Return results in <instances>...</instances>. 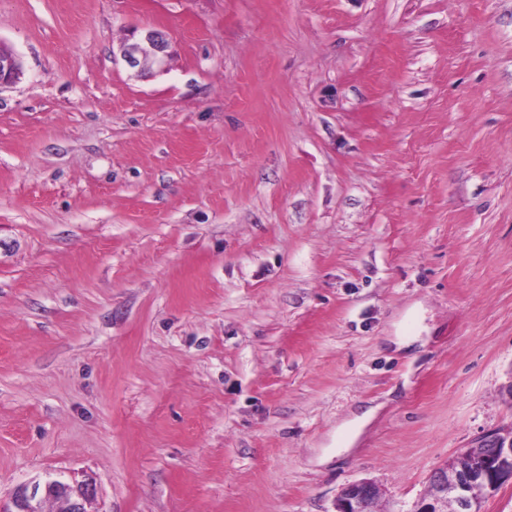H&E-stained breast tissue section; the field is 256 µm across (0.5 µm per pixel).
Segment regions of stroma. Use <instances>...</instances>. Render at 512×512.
<instances>
[{
    "label": "stroma",
    "instance_id": "35a3bbf8",
    "mask_svg": "<svg viewBox=\"0 0 512 512\" xmlns=\"http://www.w3.org/2000/svg\"><path fill=\"white\" fill-rule=\"evenodd\" d=\"M0 43V502L406 512L512 427V0H0ZM171 41L163 29H148L140 34L133 30L120 43V55L126 65L142 76L153 68L163 69L167 64ZM22 76L23 68L19 58L0 47V89L14 85ZM94 484L71 483L62 476L48 477L42 482L19 486L11 498V508L1 512H44V504L54 506L52 512H90L87 506L93 501ZM382 495L381 488L372 481L349 484L339 492L335 512H382L377 508Z\"/></svg>",
    "mask_w": 512,
    "mask_h": 512
}]
</instances>
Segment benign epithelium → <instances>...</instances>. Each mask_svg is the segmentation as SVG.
Here are the masks:
<instances>
[{
	"label": "benign epithelium",
	"instance_id": "benign-epithelium-1",
	"mask_svg": "<svg viewBox=\"0 0 512 512\" xmlns=\"http://www.w3.org/2000/svg\"><path fill=\"white\" fill-rule=\"evenodd\" d=\"M171 41L163 29H148L142 33L133 30L120 43V55L126 65L141 76L145 72L167 64ZM23 76L19 58L0 47V89L17 83ZM484 444L495 446L497 462L478 452L474 445L461 457L473 458L471 469L461 468L459 459H451L438 468L429 479L427 492L418 498L408 512H473L475 505L505 485L512 484V437L503 440L495 435L484 438ZM94 484L71 483L61 476L48 477L32 485L18 487L11 498V507L0 512H44L50 502L53 512H89L93 501ZM382 497L381 488L365 480L344 487L336 498V512H382L377 508Z\"/></svg>",
	"mask_w": 512,
	"mask_h": 512
}]
</instances>
